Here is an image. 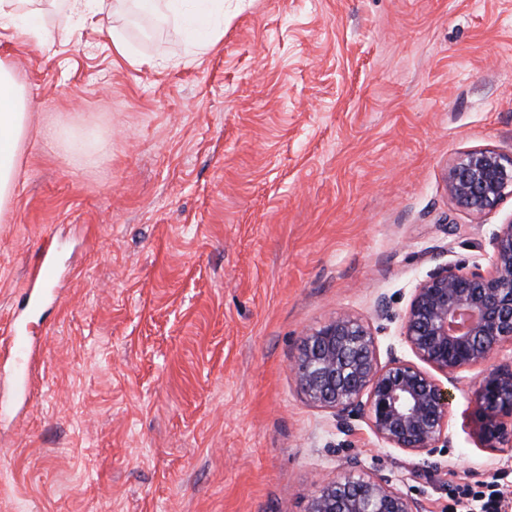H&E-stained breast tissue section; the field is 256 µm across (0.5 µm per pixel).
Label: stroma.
<instances>
[{
    "mask_svg": "<svg viewBox=\"0 0 512 512\" xmlns=\"http://www.w3.org/2000/svg\"><path fill=\"white\" fill-rule=\"evenodd\" d=\"M45 23L49 49L0 33L30 112L0 210V334L47 238L61 273L26 396L0 352V512H306L353 458L426 512L489 482L512 512V450L466 425L478 370L420 472L364 422L339 430L292 371L339 312L409 357L426 274L489 270L512 197L473 216L447 171L512 153V0H224V39L196 58L130 10Z\"/></svg>",
    "mask_w": 512,
    "mask_h": 512,
    "instance_id": "1",
    "label": "stroma"
}]
</instances>
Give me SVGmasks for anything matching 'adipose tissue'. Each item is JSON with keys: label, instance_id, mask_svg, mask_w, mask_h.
<instances>
[{"label": "adipose tissue", "instance_id": "1", "mask_svg": "<svg viewBox=\"0 0 512 512\" xmlns=\"http://www.w3.org/2000/svg\"><path fill=\"white\" fill-rule=\"evenodd\" d=\"M137 10L161 16L182 29L193 54L211 50L224 36V0H134ZM25 26L30 37L45 44L52 34L42 21L35 0H0V29ZM23 86L11 69L0 62V208L13 195L19 144L27 128Z\"/></svg>", "mask_w": 512, "mask_h": 512}]
</instances>
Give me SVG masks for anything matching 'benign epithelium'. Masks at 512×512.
Here are the masks:
<instances>
[{
  "label": "benign epithelium",
  "instance_id": "1",
  "mask_svg": "<svg viewBox=\"0 0 512 512\" xmlns=\"http://www.w3.org/2000/svg\"><path fill=\"white\" fill-rule=\"evenodd\" d=\"M447 184L458 209L481 215L512 196V154L469 150L448 166ZM402 340L413 359L391 350L383 362L370 324L339 313L305 334L292 371L307 400L340 426L361 419L388 447L424 457L448 442L449 386L478 368L469 434L479 448L512 447V364L491 363L512 344V220L495 233L488 271L449 261L427 273L405 311ZM306 512H423V505L352 459L336 478L314 483Z\"/></svg>",
  "mask_w": 512,
  "mask_h": 512
}]
</instances>
